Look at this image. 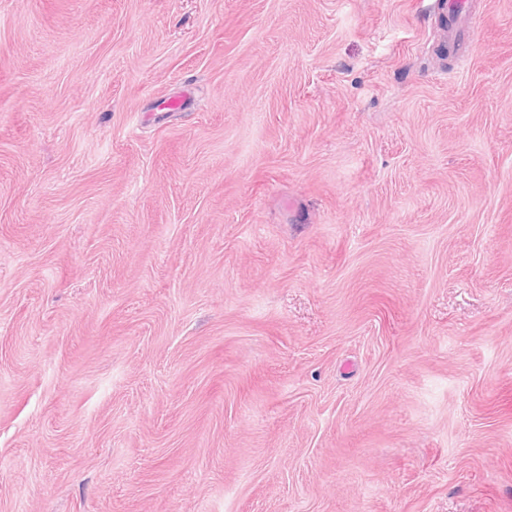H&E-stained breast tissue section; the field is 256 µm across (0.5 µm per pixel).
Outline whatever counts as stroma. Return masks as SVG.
Returning a JSON list of instances; mask_svg holds the SVG:
<instances>
[{
    "label": "stroma",
    "mask_w": 512,
    "mask_h": 512,
    "mask_svg": "<svg viewBox=\"0 0 512 512\" xmlns=\"http://www.w3.org/2000/svg\"><path fill=\"white\" fill-rule=\"evenodd\" d=\"M0 0V512H512V0ZM466 0H446L445 8L448 15L453 18V23L448 30V37L457 40L466 29L469 23V15L465 14Z\"/></svg>",
    "instance_id": "35a3bbf8"
}]
</instances>
